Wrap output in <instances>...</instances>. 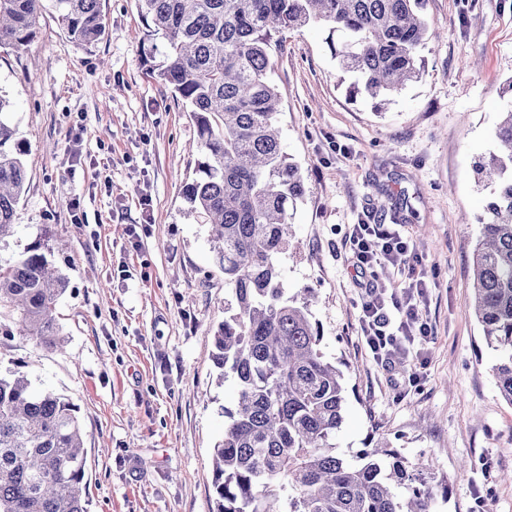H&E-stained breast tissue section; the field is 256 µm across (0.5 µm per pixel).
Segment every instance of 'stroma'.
Returning <instances> with one entry per match:
<instances>
[{
    "mask_svg": "<svg viewBox=\"0 0 512 512\" xmlns=\"http://www.w3.org/2000/svg\"><path fill=\"white\" fill-rule=\"evenodd\" d=\"M106 31L79 46L53 15L21 51L0 48V93L26 144V190L0 245L9 263L62 239L68 278L59 349L0 342V369L78 409L88 512H211L212 455L234 384L221 381L211 330L233 304L211 264L207 227L182 194L198 156L186 107L146 73L139 0H102ZM425 68L383 112L349 101L310 24L283 35L272 78L284 152L306 177L281 259L289 292H315L321 350L343 372L339 451L390 439L425 475L447 478L435 512H512V405L499 395L472 307L471 259L488 197L472 169L512 96V0H426ZM81 223H73L72 199ZM398 225L422 258L418 306L432 328L402 341L392 369L360 335L363 293L348 236L366 216Z\"/></svg>",
    "mask_w": 512,
    "mask_h": 512,
    "instance_id": "1",
    "label": "stroma"
}]
</instances>
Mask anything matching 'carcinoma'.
<instances>
[{
    "label": "carcinoma",
    "mask_w": 512,
    "mask_h": 512,
    "mask_svg": "<svg viewBox=\"0 0 512 512\" xmlns=\"http://www.w3.org/2000/svg\"><path fill=\"white\" fill-rule=\"evenodd\" d=\"M49 1L71 41L90 45L104 34L102 0H0V47L31 43ZM140 2L151 42L146 71L189 109L196 129L191 148L201 159L183 195L209 226L212 265L235 297L212 336L214 364L236 389L214 446V512H434L436 498H448V481L426 479L400 449L378 441L355 456L336 450L343 373L320 350L313 290L288 295L280 270L291 209L307 185L281 148L272 79L281 35L320 22L341 36L329 49L355 76L350 96L381 109L422 76L426 0ZM10 106L0 94V243L14 228L26 182L24 143L4 119ZM492 136L495 151L474 165L492 193L472 258L473 308L498 352V391L512 405V104ZM55 249L36 241L0 264V339L60 345L54 312L68 280L51 260ZM85 463L75 405L33 390L22 371L0 372V512H87Z\"/></svg>",
    "instance_id": "carcinoma-1"
}]
</instances>
